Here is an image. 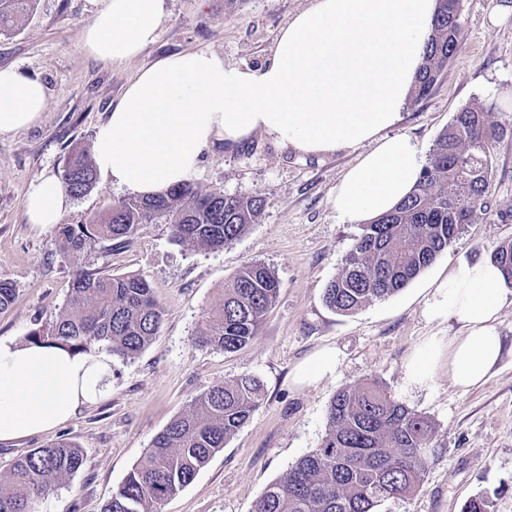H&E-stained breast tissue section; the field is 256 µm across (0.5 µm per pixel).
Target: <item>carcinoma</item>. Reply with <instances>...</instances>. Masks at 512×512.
Masks as SVG:
<instances>
[{
    "instance_id": "1",
    "label": "carcinoma",
    "mask_w": 512,
    "mask_h": 512,
    "mask_svg": "<svg viewBox=\"0 0 512 512\" xmlns=\"http://www.w3.org/2000/svg\"><path fill=\"white\" fill-rule=\"evenodd\" d=\"M34 2L0 0V26L29 13ZM460 9L461 0H439L413 99L430 93L457 52ZM506 134L484 108L459 110L435 140L413 191L393 211L362 225L342 272L324 290L325 305L344 315L400 292L468 225L488 214L492 149ZM96 180L85 153L68 155L63 173L68 194L80 197ZM262 208L258 197L200 193L183 183L155 196L128 198L87 224L61 225L60 248L82 252L104 240L125 242L138 225L162 221L179 244L219 250L256 223ZM491 260L512 280V241L500 244ZM278 292L279 281L268 266H243L224 285L220 308L198 331L195 344L226 352L242 348L259 334ZM161 318L144 279L84 271L73 280L61 316L28 340L78 353L104 342L112 353L132 358L156 339ZM263 396V385L252 375L202 392L153 438L102 512H160L248 422ZM327 421L320 446L268 485L255 512H378L383 502L412 493L436 454L431 422L375 380L338 390ZM83 462L82 450L67 441L30 451L0 479V512H39L41 502Z\"/></svg>"
}]
</instances>
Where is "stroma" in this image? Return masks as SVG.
<instances>
[{
  "mask_svg": "<svg viewBox=\"0 0 512 512\" xmlns=\"http://www.w3.org/2000/svg\"><path fill=\"white\" fill-rule=\"evenodd\" d=\"M105 0H36L29 16L0 34V69L39 78L48 105L38 124L0 135V278L16 288L0 311V338L25 341L48 329L69 298L77 273L133 274L153 290L162 321L155 341L138 357L112 359V391L52 431L0 443V476L35 448L58 441L79 445L84 463L44 500L41 512H101L103 504L151 446L154 436L211 385L244 374L264 385V400L191 484L162 512H253L264 489L318 448L336 392L378 380L384 389L434 426L438 450L419 488L385 501L379 512H462L485 496L491 512H512V306L499 318L506 351L485 381L455 388L447 370L412 384L405 366L430 337L451 336L453 322L423 313L428 285L463 258H490L512 241V136L492 157L491 210L468 226L428 268L397 294L349 315L326 307L323 292L343 267L361 228L343 223L330 197L362 148L311 156L255 133L240 146L206 151L191 183L199 192L262 198L263 211L234 244L221 250L182 246L169 225H139L126 242H99L65 252L57 230L28 224L25 199L45 176H62L72 150L90 149L96 128L138 73L191 50L213 51L231 65L269 57L279 31L311 0H166L155 43L124 62H105L82 46L85 23ZM501 24H492V16ZM463 44L431 93L408 102L394 130L430 151L461 108L478 104L512 126V0H463ZM127 190L97 179L74 197L63 221L84 224L124 199ZM269 266L279 281L275 304L260 333L235 352L196 346L197 330L221 300L225 282L245 263ZM337 351L331 376L303 386L294 369L317 350Z\"/></svg>",
  "mask_w": 512,
  "mask_h": 512,
  "instance_id": "1",
  "label": "stroma"
}]
</instances>
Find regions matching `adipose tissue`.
Returning a JSON list of instances; mask_svg holds the SVG:
<instances>
[{"instance_id": "1", "label": "adipose tissue", "mask_w": 512, "mask_h": 512, "mask_svg": "<svg viewBox=\"0 0 512 512\" xmlns=\"http://www.w3.org/2000/svg\"><path fill=\"white\" fill-rule=\"evenodd\" d=\"M438 0H312L280 30L271 56L256 67L192 51L139 73L98 126L97 171L113 185L150 196L189 181L203 148L233 147L263 132L304 154L368 150L337 184L331 205L348 224L394 209L423 171L422 149L392 134L409 101L432 37ZM166 0H105L85 26V52L102 61L132 59L152 44ZM45 85L20 69L0 70V135L36 124ZM30 224H59L68 196L55 177L41 179L25 202ZM424 314L455 322L458 334L432 339L406 365L425 383L438 369L466 391L480 385L504 353L499 314L512 305V280L488 259H463L433 282ZM112 390V356L0 338V442L40 434Z\"/></svg>"}]
</instances>
